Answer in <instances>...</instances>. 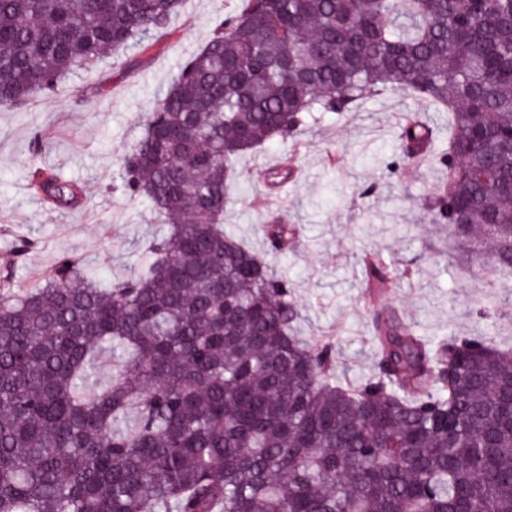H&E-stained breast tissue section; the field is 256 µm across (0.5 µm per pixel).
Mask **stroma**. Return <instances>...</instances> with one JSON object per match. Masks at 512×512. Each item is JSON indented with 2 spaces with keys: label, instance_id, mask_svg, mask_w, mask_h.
<instances>
[{
  "label": "stroma",
  "instance_id": "35a3bbf8",
  "mask_svg": "<svg viewBox=\"0 0 512 512\" xmlns=\"http://www.w3.org/2000/svg\"><path fill=\"white\" fill-rule=\"evenodd\" d=\"M242 6L243 0H185L182 14L147 49L99 61L51 95L0 110V257L16 235L37 241L16 268L17 282L39 281L63 254L83 258L110 280L143 270L146 247L164 225L145 201L121 191L120 160L177 67L208 41L218 20ZM416 109L403 93L387 92L350 112L313 114L302 134L241 158L236 198L224 214L226 230L259 254L270 215L295 225L274 264L302 312L300 334L333 344L336 377L345 384L373 373L377 308L396 310L428 339L478 329L512 347V314L496 303L512 278L487 264L478 243H458L445 224L434 223L429 202L440 162L399 155L400 118ZM37 130L46 132L47 146L34 154L28 144ZM283 165L293 174L271 189L267 173ZM35 166L80 182L83 207L48 209L27 188ZM367 253L386 266L375 291L363 277Z\"/></svg>",
  "mask_w": 512,
  "mask_h": 512
}]
</instances>
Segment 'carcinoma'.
Instances as JSON below:
<instances>
[{"mask_svg":"<svg viewBox=\"0 0 512 512\" xmlns=\"http://www.w3.org/2000/svg\"><path fill=\"white\" fill-rule=\"evenodd\" d=\"M245 2L121 158L123 189L166 221L145 270L106 284L63 254L32 288L0 276V512H512V352L482 334L430 347L378 312L376 372L345 388L333 346L295 330L288 281L224 231L245 153L399 88L451 117L438 220L512 276V0ZM182 8L0 0V109L146 48ZM398 141L426 158L434 127ZM29 186L84 204L46 169ZM293 236L272 220L267 254ZM35 247L17 237L7 264ZM362 264L380 287L381 259Z\"/></svg>","mask_w":512,"mask_h":512,"instance_id":"carcinoma-1","label":"carcinoma"}]
</instances>
